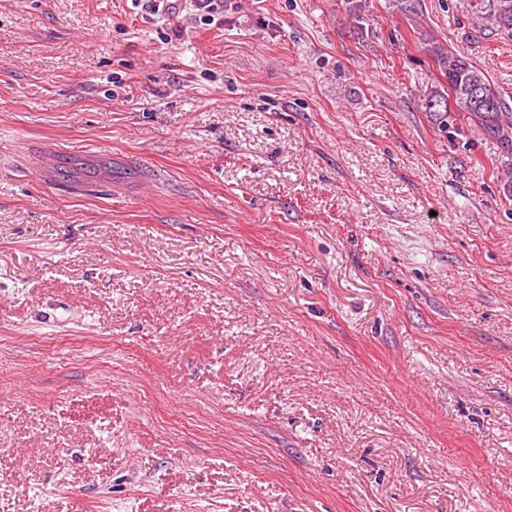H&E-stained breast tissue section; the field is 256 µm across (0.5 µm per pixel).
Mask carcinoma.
I'll list each match as a JSON object with an SVG mask.
<instances>
[{
  "mask_svg": "<svg viewBox=\"0 0 512 512\" xmlns=\"http://www.w3.org/2000/svg\"><path fill=\"white\" fill-rule=\"evenodd\" d=\"M489 19L512 36V0H491ZM448 92L424 98L423 108L442 128H457L454 121L473 124L504 152L512 154V108L467 58L448 49H432Z\"/></svg>",
  "mask_w": 512,
  "mask_h": 512,
  "instance_id": "obj_1",
  "label": "carcinoma"
}]
</instances>
